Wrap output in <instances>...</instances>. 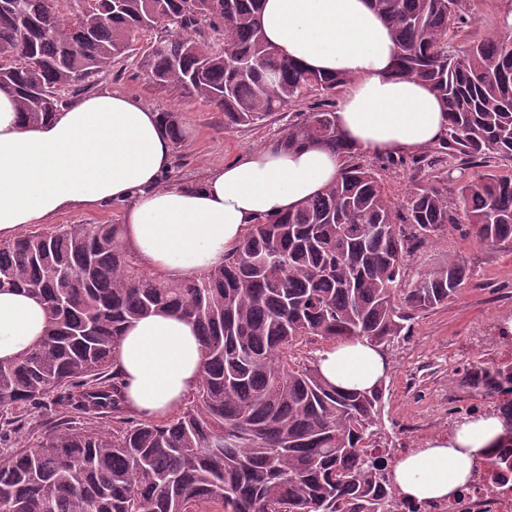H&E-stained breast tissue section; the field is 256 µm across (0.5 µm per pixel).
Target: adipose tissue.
<instances>
[{"mask_svg":"<svg viewBox=\"0 0 512 512\" xmlns=\"http://www.w3.org/2000/svg\"><path fill=\"white\" fill-rule=\"evenodd\" d=\"M266 38L302 67L350 77L336 124L360 153L412 155L441 140L447 116L437 94L397 71L390 24L370 0H264ZM172 142L159 114L139 99L102 90L81 95L31 126L15 94L0 88V239L77 209L125 203L123 230L142 264L179 282L223 265L259 219L296 210L333 182L340 160L322 145L291 151L248 150L199 185L161 186ZM44 306L0 289V360L15 358L43 336ZM204 355L196 326L169 313L127 324L113 368L130 409L160 419L199 386ZM322 376L343 390H368L389 367L378 348L349 339L321 349ZM501 432L497 417L456 426L445 440L400 458L394 480L402 496L443 500L470 478Z\"/></svg>","mask_w":512,"mask_h":512,"instance_id":"obj_1","label":"adipose tissue"}]
</instances>
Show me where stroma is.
Masks as SVG:
<instances>
[{
  "instance_id": "1",
  "label": "stroma",
  "mask_w": 512,
  "mask_h": 512,
  "mask_svg": "<svg viewBox=\"0 0 512 512\" xmlns=\"http://www.w3.org/2000/svg\"><path fill=\"white\" fill-rule=\"evenodd\" d=\"M512 0H469L467 38H480L498 29L504 9ZM145 43L116 61L107 71L90 78L84 88L92 93L112 89L140 99L159 112L180 113L188 137L173 149V164L163 184L198 183L212 171L252 148L271 147L296 113L316 100L309 92L292 107L247 126L225 127L224 115L209 103L153 86L139 68ZM366 165L376 166L391 201L403 204L410 191L434 178L456 180L459 162H440L431 169L384 168L379 158L360 155ZM457 253L473 270L471 284L462 294L437 309L416 315L406 336L388 346L389 363L382 442L390 448L413 447L414 435L423 440L447 438L448 411L456 406L477 405L478 398L462 392L454 369L477 357H512L497 333L500 324L512 320V247L480 246L463 227L448 228L432 243L423 245L408 262L409 273L426 272Z\"/></svg>"
}]
</instances>
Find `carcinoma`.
Listing matches in <instances>:
<instances>
[{
	"label": "carcinoma",
	"mask_w": 512,
	"mask_h": 512,
	"mask_svg": "<svg viewBox=\"0 0 512 512\" xmlns=\"http://www.w3.org/2000/svg\"><path fill=\"white\" fill-rule=\"evenodd\" d=\"M392 25L401 75L439 95L448 131L409 159L447 156L486 171L410 192L395 209L374 169L357 161L319 103L273 149L319 143L340 155L336 181L294 212L262 219L224 265L181 282L146 271L121 224H74L0 243V286L47 312L41 339L0 361V438L40 410L52 427L0 452V512H403L416 504L394 482L395 449L379 447L386 384L337 389L304 355L314 343H394L406 323L470 284L458 254L408 277L406 263L449 225L484 247L512 246V29L469 40L456 19L467 0H371ZM261 0H0V86L37 125L57 95L109 69L147 33L151 83L199 98L224 125H249L308 91L329 98L342 73L308 71L271 51ZM217 50L197 38L201 19ZM176 145L177 112L159 113ZM168 311L192 321L204 369L192 401L157 421L129 410L112 355L126 324ZM459 385L492 400L497 447L512 448V359H476ZM112 425H106V419ZM502 479L512 454L490 453Z\"/></svg>",
	"instance_id": "cac0c4a2"
}]
</instances>
